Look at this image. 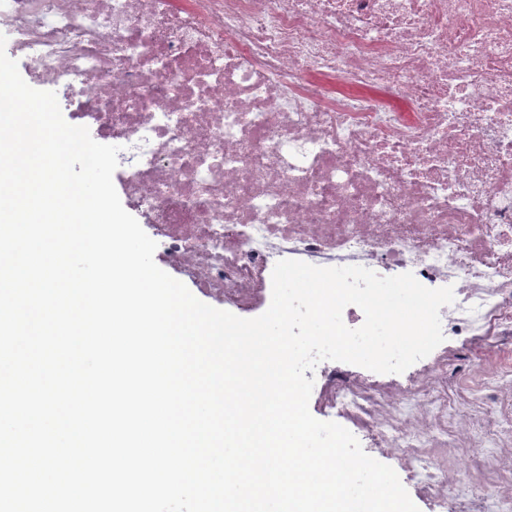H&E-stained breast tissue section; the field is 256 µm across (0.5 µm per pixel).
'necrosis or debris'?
I'll return each mask as SVG.
<instances>
[{
    "label": "necrosis or debris",
    "instance_id": "necrosis-or-debris-1",
    "mask_svg": "<svg viewBox=\"0 0 512 512\" xmlns=\"http://www.w3.org/2000/svg\"><path fill=\"white\" fill-rule=\"evenodd\" d=\"M0 34L224 302L282 259L453 286L469 400L446 341L399 376L321 362L313 390L447 512L475 484L512 512V0H0ZM463 348H465V343L460 342L448 352V399L456 398L459 394L457 386L453 382L454 377L465 375L472 368V361L464 353Z\"/></svg>",
    "mask_w": 512,
    "mask_h": 512
}]
</instances>
